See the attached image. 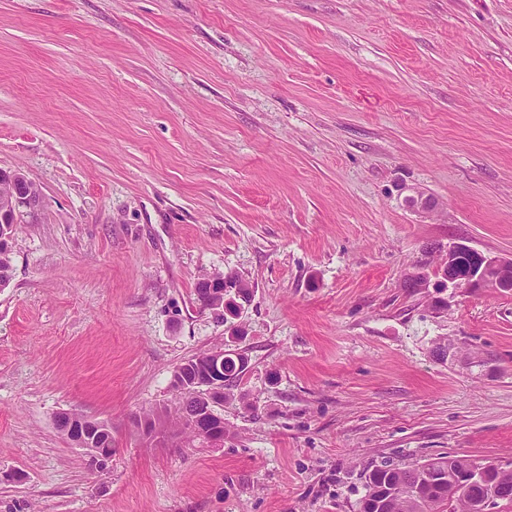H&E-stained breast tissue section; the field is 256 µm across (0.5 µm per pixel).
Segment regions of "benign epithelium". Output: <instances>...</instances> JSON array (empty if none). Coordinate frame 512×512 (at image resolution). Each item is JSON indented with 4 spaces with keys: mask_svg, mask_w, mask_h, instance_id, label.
<instances>
[{
    "mask_svg": "<svg viewBox=\"0 0 512 512\" xmlns=\"http://www.w3.org/2000/svg\"><path fill=\"white\" fill-rule=\"evenodd\" d=\"M0 184L10 187V192L0 196V248L9 249L14 227L23 218L35 217L42 207V196L24 174L17 170L0 168ZM406 205L422 213H432L435 204L426 198L423 192L416 190L405 198ZM473 253L475 263L470 271L460 276L456 270V257L462 252ZM418 287L426 289L430 286L431 278L444 282L454 288L468 291L504 290V286L512 281V260H502L485 254L461 243L438 246L425 252L424 259L418 265ZM211 288L223 289V298H233L238 308L250 301V296L241 292L245 280L233 278L228 274L209 276L203 279ZM177 388L190 386L206 402L207 408L224 404V356H218L212 367L198 371L189 376H181L176 381ZM67 429L71 434V443L81 453L93 462L96 469H104L112 460V450L109 440L101 438L111 427H103L99 420L66 414ZM182 423L186 432H195L202 439L209 438L214 431L201 426V416L186 411L182 413ZM451 460L434 467L420 469L419 482L436 490L451 479ZM503 476L512 472V462H470L466 471L459 476L464 487H477L478 496L467 499L468 512H489V507L498 500L497 486L490 479L492 473Z\"/></svg>",
    "mask_w": 512,
    "mask_h": 512,
    "instance_id": "7a95c632",
    "label": "benign epithelium"
}]
</instances>
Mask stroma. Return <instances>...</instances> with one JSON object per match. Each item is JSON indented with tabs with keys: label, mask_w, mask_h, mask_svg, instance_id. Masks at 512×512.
Returning a JSON list of instances; mask_svg holds the SVG:
<instances>
[{
	"label": "stroma",
	"mask_w": 512,
	"mask_h": 512,
	"mask_svg": "<svg viewBox=\"0 0 512 512\" xmlns=\"http://www.w3.org/2000/svg\"><path fill=\"white\" fill-rule=\"evenodd\" d=\"M0 167L43 198L0 287V512H359L380 462L512 461V291L404 286L437 244L512 259V0H0ZM216 272L240 316L197 301ZM217 348L223 447L144 441ZM61 412L111 425L105 470ZM201 281L207 283L209 285V288H215L214 291L218 290L216 288H224L223 291V299L220 302H217L216 305L212 308V310H220L224 313V319L226 316V313L224 312V309H227L226 306H224V298L229 299L233 298L238 304V313L240 314L242 308L244 307V304H247L250 301L251 294L247 295L245 293H242L240 288H242L243 283H247L243 278H233L231 276H228V273L209 276L207 278L202 279ZM249 288L250 285L248 284ZM227 320V319H226Z\"/></svg>",
	"instance_id": "obj_1"
}]
</instances>
